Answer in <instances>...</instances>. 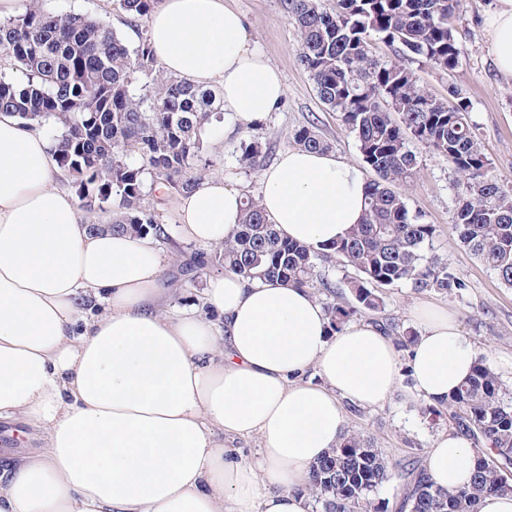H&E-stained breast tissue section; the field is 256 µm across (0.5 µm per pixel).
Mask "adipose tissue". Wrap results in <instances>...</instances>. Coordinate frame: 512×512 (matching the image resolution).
Returning <instances> with one entry per match:
<instances>
[{
  "mask_svg": "<svg viewBox=\"0 0 512 512\" xmlns=\"http://www.w3.org/2000/svg\"><path fill=\"white\" fill-rule=\"evenodd\" d=\"M498 73L512 78V0L486 21ZM164 71L219 83L228 122L261 120L286 94L224 0H162L148 19ZM43 135L0 113V419L43 445L0 475V512H309L310 469L344 431L343 401L391 397L401 365L433 402L469 376L476 352L448 312L425 308L407 360L377 325L329 328L309 288L208 279L209 320L162 308L166 260L143 237L89 231L55 189ZM367 179L328 152L279 155L260 204L282 236L315 248L347 236ZM243 194L223 180L182 196V234L217 246L241 220ZM320 380H305L309 369ZM257 437L256 464L226 456L219 435ZM470 442L446 433L423 469L453 490L472 475Z\"/></svg>",
  "mask_w": 512,
  "mask_h": 512,
  "instance_id": "obj_1",
  "label": "adipose tissue"
}]
</instances>
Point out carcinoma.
<instances>
[{"label":"carcinoma","mask_w":512,"mask_h":512,"mask_svg":"<svg viewBox=\"0 0 512 512\" xmlns=\"http://www.w3.org/2000/svg\"><path fill=\"white\" fill-rule=\"evenodd\" d=\"M47 0H27L25 9L0 21V51L21 73L0 75V111L25 125L53 122L52 156L75 176L76 194L89 230L152 235L164 230L142 206L144 174L177 192L202 180L203 130L224 110L218 87L199 88L164 73L148 35L135 44L89 13H61ZM156 0H113L135 19L148 16ZM461 0H288L299 36V61L321 102L354 134L363 162L376 174L369 182L363 222L337 242L314 248L280 236L260 203L244 195L241 221L216 247L215 260L246 280H277L297 288L333 284L322 263L353 268L348 288L357 305L328 310L336 332L361 308L383 305L379 288L408 285L462 295L467 285L431 251L436 228L410 211L398 186L417 173L419 144L448 158L456 175L453 229L460 241L506 285L512 286V183L491 173L471 123L467 97L456 86L438 98L402 63L379 58L373 39L402 55L446 73L460 63L456 21ZM294 143L326 151L315 127L303 126ZM136 154L138 166L128 161ZM263 146L243 138L236 161L255 169ZM109 213L112 221L99 222ZM428 412L448 416L450 428L472 444L471 483L444 492L412 463L403 466V505L410 512H479L487 495L511 492L502 469L512 461V395L483 358L469 377ZM392 476L379 449L364 437L343 435L312 466L309 496L320 512H381L372 494Z\"/></svg>","instance_id":"carcinoma-1"}]
</instances>
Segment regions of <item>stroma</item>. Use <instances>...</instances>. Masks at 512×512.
<instances>
[{
  "label": "stroma",
  "instance_id": "obj_1",
  "mask_svg": "<svg viewBox=\"0 0 512 512\" xmlns=\"http://www.w3.org/2000/svg\"><path fill=\"white\" fill-rule=\"evenodd\" d=\"M228 5L246 18L248 35L270 63L280 72L287 88L283 105L260 123L225 135L223 121L212 122L202 135L209 160L204 175L226 180L241 192L260 197L261 172L240 168L235 150L241 137L248 136L266 146V162L293 148V133L316 122L318 132L330 144V151L354 166H362L355 137L318 98L314 84L298 60V35L288 18L287 0H227ZM60 12L90 13L137 41L146 30L147 20H133L115 10L112 0H52ZM496 0H463L457 24L463 53L460 65L451 73L440 74L412 62L424 86L444 97L449 85L458 86L472 103L471 119L483 152L492 162L497 177L512 182V79L501 77L488 55L486 18ZM420 167L415 178L402 189L411 211L422 213L435 225L433 250L448 263V270L467 284L462 297L455 298L433 290L417 291L402 285L382 289L380 311L364 310L357 318L374 324L393 323L399 330L421 331L417 310L432 305L448 311L458 322L463 336L486 358L512 390V287L477 259L452 230L455 209V175L445 157L420 149ZM181 196L174 190L148 185L145 208L156 216L167 232L155 241L157 250L167 255L164 283L169 309H194L206 315L203 288L208 278L221 274L220 266L209 264L211 246L184 239L179 231L178 208ZM412 378L401 371L394 395L370 408L345 404V429L364 435L394 465L421 461L439 434L448 432V422L425 414V399L411 395ZM6 436L0 440V471L12 462L39 449L41 441L30 428L17 421L0 420Z\"/></svg>",
  "mask_w": 512,
  "mask_h": 512
}]
</instances>
